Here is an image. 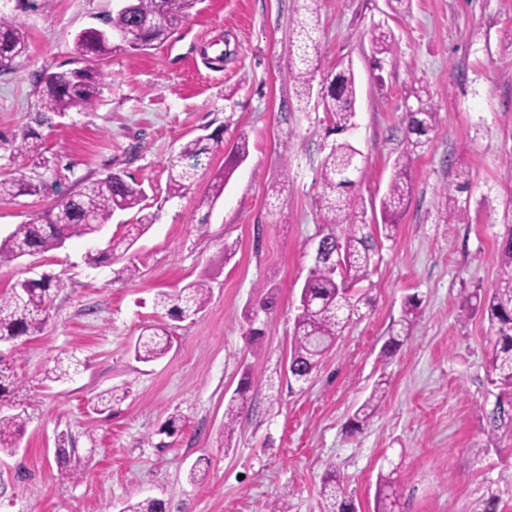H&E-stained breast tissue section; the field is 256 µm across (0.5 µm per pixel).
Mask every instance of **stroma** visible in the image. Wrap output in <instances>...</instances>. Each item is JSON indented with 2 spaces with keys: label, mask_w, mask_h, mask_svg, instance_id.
<instances>
[{
  "label": "stroma",
  "mask_w": 512,
  "mask_h": 512,
  "mask_svg": "<svg viewBox=\"0 0 512 512\" xmlns=\"http://www.w3.org/2000/svg\"><path fill=\"white\" fill-rule=\"evenodd\" d=\"M296 6L199 0L166 43L98 62L97 106L39 127L32 158L5 141L34 124L36 73L82 66L77 34L105 28L118 0H31L22 12L27 53L0 73V177L20 171L41 190L0 200V236L111 172L141 182L146 200L142 212L115 215L101 240L140 215L151 225L132 249V280L121 273L124 257L90 264L84 238L0 265L2 291L45 274L66 283L43 331L0 348L28 392L21 444L0 455V512H122L147 497L164 512H270L277 500L290 512H320L332 469L361 512H373L388 473L403 512H476L492 493L500 512H512V431L492 444L483 434L500 389L488 369L487 325L465 304L496 281V241L512 201V0H412L405 12L388 0H319L320 72L345 56L358 83L350 139L369 178L348 192L353 222L381 221L391 164L407 145V111L427 102L435 122L413 157L409 203L392 238L379 241L360 318L301 388L289 386L286 366L314 243L328 228L317 181L337 136L321 107L299 103L284 78ZM377 23L396 39L380 70L370 35ZM242 132L247 160L213 207L199 206ZM211 133L221 141L208 169L183 196L168 197L167 157ZM460 166L470 179L458 196L465 219L450 226L442 188ZM232 242L237 252L222 262ZM198 279L211 288L198 315L173 320L156 307L160 293ZM264 288L277 300L259 315L255 346L245 313ZM409 295L420 301V322L382 356ZM149 325L168 330L171 348L142 363L133 345ZM61 358L80 368L51 381ZM245 372L253 407L228 437L224 408ZM381 376L390 381L385 403L350 432ZM111 387L126 389V400L97 412V394ZM176 414L184 426L165 437L160 428ZM201 458L206 478L189 483Z\"/></svg>",
  "instance_id": "1"
}]
</instances>
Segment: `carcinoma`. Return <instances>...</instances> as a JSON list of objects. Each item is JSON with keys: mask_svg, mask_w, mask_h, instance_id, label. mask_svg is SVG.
<instances>
[{"mask_svg": "<svg viewBox=\"0 0 512 512\" xmlns=\"http://www.w3.org/2000/svg\"><path fill=\"white\" fill-rule=\"evenodd\" d=\"M197 0H132L133 9L117 10L106 18L109 29L87 28L76 38L79 54L86 65L66 71L43 72L36 79L37 112L34 122L51 123L54 116H62L77 109H93L101 95V74L95 63L109 58L118 48L113 37H118L131 50L145 51L166 42L175 28L189 17ZM319 23L318 0H302L300 13L295 19L296 43L291 45L290 60L285 78L292 82L298 100L308 102L312 83L318 72L314 53L317 49ZM374 53H394L395 35L390 28L379 26L371 33ZM27 50L25 23L15 15L0 12V72L15 68L17 60ZM335 74L322 80L320 103L326 120L338 134H349L356 127L355 102L357 86L352 63L339 59L334 65ZM434 113L425 103L407 120V147L394 160L393 175L381 200L384 237H392L396 229L395 218L405 209L411 193L410 169L412 155L425 145L432 130ZM33 129H27L11 140L14 152L26 156L35 149ZM213 136L200 135L182 144L179 151L166 160L167 189L171 195L187 190L198 172L206 168L205 161L213 151ZM249 155L248 137L242 133L230 151V162H244ZM229 171H220L212 177L211 195L203 205L212 203L223 194ZM368 177V167L361 160V153L345 138L335 143L321 163L319 172L320 200L331 226L341 227L323 235L317 245L312 265L301 288L299 313L295 317L292 349L288 363V381L303 386L319 368L326 352L336 337L360 316L357 291L367 281L377 250V242L366 224L349 221L350 201L342 189L360 184ZM456 186L444 188L447 201V224H460L464 214L454 191L469 184L467 175L455 174ZM36 191V186L18 172L8 179H0V200ZM146 198L144 188L135 180L109 174L86 183L78 194L58 200L46 213L23 224L15 225L5 238L0 239V263L11 262L23 254L35 255L57 250L73 237L99 235L118 211L141 208ZM506 220L498 240L499 264L495 287L486 293L475 292L477 308L488 325V335L493 341L489 357V370L493 382L504 392L512 394V209H506ZM144 222L126 225L123 236L110 239L111 253L126 255L136 240L145 232ZM65 287L56 277L32 279L15 284L0 292V345L9 344L21 336L34 335L46 323L47 310L55 292ZM211 289L203 280L185 285L173 294L163 292L157 304L166 314L176 319H188L200 313L207 305ZM418 307L409 298L401 315L388 328V340L383 352L388 353L413 335L418 320ZM170 346V337L158 328L148 326L138 336L134 345L136 359L148 363L162 358ZM250 386L249 375H244L224 409V428L233 426L245 409ZM388 381L379 378L370 396L357 408L353 427L367 423L380 409L387 395ZM0 397L13 405H24L22 381L13 367L0 355ZM127 398L123 389L110 388L97 396L96 405L101 410L112 409ZM509 408L498 404L491 418L488 441L498 439L497 431L512 426V401ZM26 418L20 411L11 415L0 414V453H15ZM397 490L388 476L380 478L375 512H396ZM321 512H354V503L346 498L343 482L336 474L328 475L321 486Z\"/></svg>", "mask_w": 512, "mask_h": 512, "instance_id": "obj_1", "label": "carcinoma"}]
</instances>
